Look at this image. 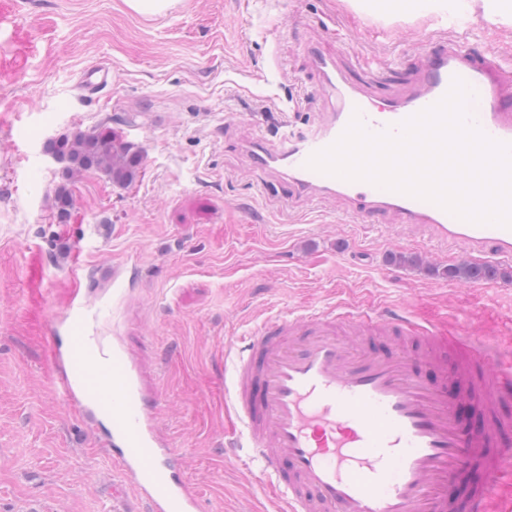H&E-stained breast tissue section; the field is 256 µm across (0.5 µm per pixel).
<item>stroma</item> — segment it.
Returning <instances> with one entry per match:
<instances>
[{"instance_id":"35a3bbf8","label":"stroma","mask_w":512,"mask_h":512,"mask_svg":"<svg viewBox=\"0 0 512 512\" xmlns=\"http://www.w3.org/2000/svg\"><path fill=\"white\" fill-rule=\"evenodd\" d=\"M430 20L385 23L345 0H175L140 15L124 0H6L0 8V512H147L112 504L120 474L102 440L54 391L51 320L88 290L101 323L161 394L163 431L200 512H266L272 488L229 456L218 355L265 317L344 304L407 309L498 344L512 366V262L491 281L446 277L456 259L391 216L288 198L242 150L259 129L305 132L336 109L313 51L372 91L395 92L428 47ZM102 63L111 83L84 93ZM108 125L141 150L138 178L66 179L44 143ZM68 184L73 206L60 212ZM417 258L398 265L391 254ZM123 264L120 281L107 271ZM111 78L112 74L109 67L104 64H97L82 71L79 85L84 92L94 94L99 89L107 86Z\"/></svg>"}]
</instances>
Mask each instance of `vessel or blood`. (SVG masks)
Listing matches in <instances>:
<instances>
[{"mask_svg": "<svg viewBox=\"0 0 512 512\" xmlns=\"http://www.w3.org/2000/svg\"><path fill=\"white\" fill-rule=\"evenodd\" d=\"M439 32L401 93L378 95L346 77L322 52L312 62L341 106L325 113L309 136L245 145L253 167L282 177L306 199L343 200L365 223L395 216L405 227L431 228L437 247L469 256L512 258V228L460 219L437 204L366 181L316 171L308 160L334 144L353 116L374 134L399 135L401 123L438 103L454 79L471 89L468 121L512 144V57L476 52L470 23L434 20ZM109 67L84 69L89 94L107 86ZM90 301L71 289L53 320L49 355L61 397L89 422L108 420L106 443L127 493L149 512H199V497L179 472V457L158 421V402L144 396L136 368L120 347L95 336ZM383 336L411 337L420 355L377 347ZM436 368L428 376L424 365ZM224 409L237 426L228 448H246L277 493L274 512H483L497 478L512 469V450L495 440L504 421L495 409L512 398V373L501 370L493 345L460 341L408 311L353 308L262 321L224 349ZM485 411L467 430L462 408ZM480 466L486 480L461 497L458 475Z\"/></svg>", "mask_w": 512, "mask_h": 512, "instance_id": "vessel-or-blood-1", "label": "vessel or blood"}]
</instances>
